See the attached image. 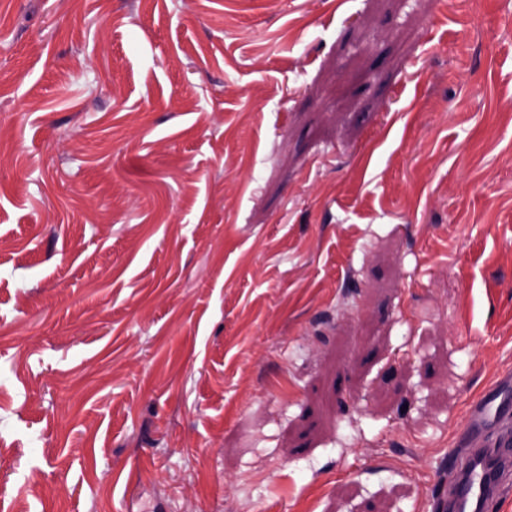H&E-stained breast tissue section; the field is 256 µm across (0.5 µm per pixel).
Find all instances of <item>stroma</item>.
<instances>
[{"label":"stroma","mask_w":512,"mask_h":512,"mask_svg":"<svg viewBox=\"0 0 512 512\" xmlns=\"http://www.w3.org/2000/svg\"><path fill=\"white\" fill-rule=\"evenodd\" d=\"M512 373V0H0V512H438Z\"/></svg>","instance_id":"stroma-1"}]
</instances>
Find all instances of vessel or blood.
Returning a JSON list of instances; mask_svg holds the SVG:
<instances>
[{
	"instance_id": "1",
	"label": "vessel or blood",
	"mask_w": 512,
	"mask_h": 512,
	"mask_svg": "<svg viewBox=\"0 0 512 512\" xmlns=\"http://www.w3.org/2000/svg\"><path fill=\"white\" fill-rule=\"evenodd\" d=\"M464 467L438 496L442 512H493L512 486V378L492 385L468 409Z\"/></svg>"
}]
</instances>
